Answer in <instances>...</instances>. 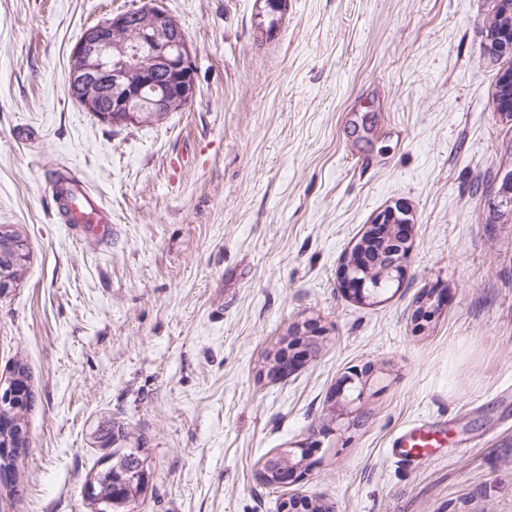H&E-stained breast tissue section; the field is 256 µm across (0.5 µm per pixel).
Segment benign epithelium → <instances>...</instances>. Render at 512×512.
I'll list each match as a JSON object with an SVG mask.
<instances>
[{
	"label": "benign epithelium",
	"mask_w": 512,
	"mask_h": 512,
	"mask_svg": "<svg viewBox=\"0 0 512 512\" xmlns=\"http://www.w3.org/2000/svg\"><path fill=\"white\" fill-rule=\"evenodd\" d=\"M145 16L137 30L138 38L131 45L117 44L112 37L130 27V16L115 14L85 30L70 54L69 84L80 96V103L104 121L116 126L139 125L154 112L182 108L196 97V66L194 53L176 18L157 3L141 9ZM496 25L486 30L483 50L498 55L512 51V43L504 47L502 35L512 28V12L496 5ZM151 48L146 62L132 68L126 58L136 56L137 44ZM498 115L512 120V70L502 73L497 89ZM496 208H512V172L502 179ZM396 216L393 207L379 212L369 225L368 237L381 233L391 238L382 269L375 277L363 272L359 264L362 248L343 263V287L360 301L377 299L383 291L382 282H400L409 251L408 225L391 224ZM442 309V299L427 294L420 298L417 316L421 320L435 318ZM366 382L359 373L345 377L337 391L350 407L364 397ZM295 452H276L267 457L264 466L277 464L278 481L284 486L303 477L302 465L291 462Z\"/></svg>",
	"instance_id": "7a95c632"
}]
</instances>
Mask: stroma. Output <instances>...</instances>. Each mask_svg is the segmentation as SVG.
<instances>
[{"mask_svg": "<svg viewBox=\"0 0 512 512\" xmlns=\"http://www.w3.org/2000/svg\"><path fill=\"white\" fill-rule=\"evenodd\" d=\"M147 0H0V224L29 247L0 295V374L24 358L30 448L0 512H95L86 486L120 425L151 462L132 512H512V122L494 110L512 59L483 54L493 0H160L193 49L183 111L115 127L69 91L83 32ZM69 170L112 211L87 237L58 213ZM403 204L411 249L377 302L339 285L373 217ZM444 300L418 324L425 291ZM302 333L283 380L267 357ZM369 371L362 403L332 408ZM448 452L388 458L406 423ZM310 470L263 485L262 459ZM13 365H19L22 370V375L24 379L26 380V391L24 394V400H22V403L19 406V410L16 412V414L19 416V422L20 427L23 428L25 431L27 430V414L32 411V409L35 406L36 402V394L35 391L31 388L30 385V371L29 367L26 362H24L23 359H18L13 362ZM295 450H290L288 448V464H286L283 460V457L286 456L285 451L282 453L276 452L267 457V460L264 462L263 467H267L272 465L274 462L277 463L278 468V481L280 485H288V483L295 482L297 479L303 477L305 473L302 474L303 464H294L292 462V458L295 456ZM261 469V470H262Z\"/></svg>", "mask_w": 512, "mask_h": 512, "instance_id": "35a3bbf8", "label": "stroma"}]
</instances>
